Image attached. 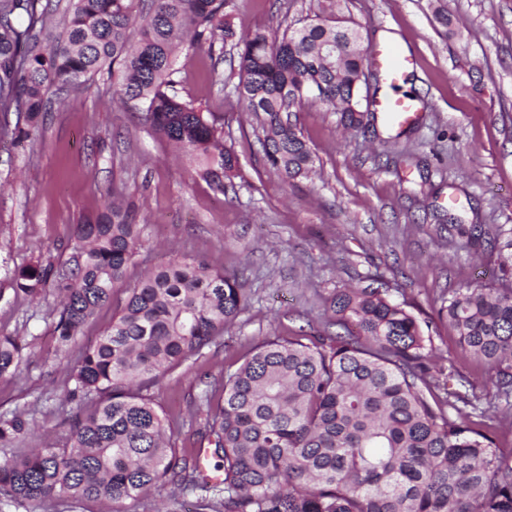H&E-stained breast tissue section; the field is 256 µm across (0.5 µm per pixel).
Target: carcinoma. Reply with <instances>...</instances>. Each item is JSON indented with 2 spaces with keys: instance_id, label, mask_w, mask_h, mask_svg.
<instances>
[{
  "instance_id": "cac0c4a2",
  "label": "carcinoma",
  "mask_w": 512,
  "mask_h": 512,
  "mask_svg": "<svg viewBox=\"0 0 512 512\" xmlns=\"http://www.w3.org/2000/svg\"><path fill=\"white\" fill-rule=\"evenodd\" d=\"M231 0H0V112L30 122L52 97L107 71L113 95L141 105L155 135L172 145L214 191L237 158L224 145L221 117L177 96L174 64L185 46L218 53L235 36ZM58 32L46 46L50 23ZM236 90L264 133L269 169L307 178L315 158L290 113L319 102L362 127L369 51L359 31L317 18L282 36L265 27L241 34ZM140 228L117 198L76 225L60 268L19 269L13 292L38 300L49 278L62 294L54 333L67 351L97 311L124 289L112 322L81 348L73 396L93 402L68 420L57 444L0 458V495L23 507L67 495L137 499L172 485L209 494L213 512H512V451L498 447V407L431 373L432 343L404 304L377 279L339 288L329 309L343 332L286 336L256 346L221 381L207 383L201 437L222 453L215 483L167 434L163 411L143 393L190 356L216 343L248 307L236 276L195 259H169L129 281ZM439 323L461 349L486 364L496 398H512V284L463 286L439 297ZM27 344L0 335V379L15 376ZM472 407L465 413L460 405ZM29 422L0 414V445Z\"/></svg>"
}]
</instances>
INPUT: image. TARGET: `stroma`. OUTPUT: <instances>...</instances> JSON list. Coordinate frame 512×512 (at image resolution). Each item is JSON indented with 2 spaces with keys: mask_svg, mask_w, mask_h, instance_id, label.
Returning <instances> with one entry per match:
<instances>
[{
  "mask_svg": "<svg viewBox=\"0 0 512 512\" xmlns=\"http://www.w3.org/2000/svg\"><path fill=\"white\" fill-rule=\"evenodd\" d=\"M443 2L444 23L430 0H234L238 34L255 26L279 33L337 12L368 47L390 43L415 59L401 85L418 103L411 124L379 120L349 132L324 105L293 113L316 158L311 180L289 182L266 166L260 126L235 92L231 39L223 87L213 82V58L191 47L175 75L182 100L222 119L224 143L237 158L225 193L175 158L143 111L113 103L108 75L41 113L38 138L24 136L25 114L6 115L14 136L0 143V335L23 337L28 347L16 375L0 379V413L23 414L30 429L0 447V457L57 440L81 406L68 397L78 352L58 351L53 337L59 290L47 285L30 301L14 295L13 274L63 262L76 224L96 217L110 195L142 227L130 279L186 255L238 274L251 294L221 344L148 388L184 452L200 445L204 383L266 339L334 333L327 297L373 277L424 325L435 366L463 373L477 396L493 399L487 366L462 352L434 307L460 285L503 277L493 231L512 228V0ZM172 492L167 486L116 502L53 497L27 512H156Z\"/></svg>",
  "mask_w": 512,
  "mask_h": 512,
  "instance_id": "obj_1",
  "label": "stroma"
}]
</instances>
